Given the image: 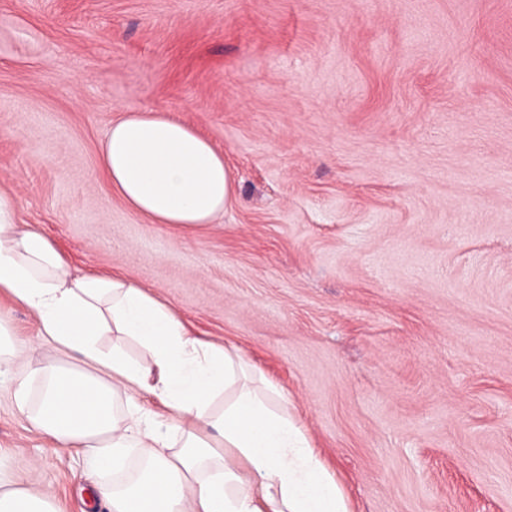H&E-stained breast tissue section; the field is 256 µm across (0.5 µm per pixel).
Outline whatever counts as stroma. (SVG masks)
I'll list each match as a JSON object with an SVG mask.
<instances>
[{
    "label": "stroma",
    "instance_id": "stroma-1",
    "mask_svg": "<svg viewBox=\"0 0 512 512\" xmlns=\"http://www.w3.org/2000/svg\"><path fill=\"white\" fill-rule=\"evenodd\" d=\"M131 111L224 154L215 223L98 168ZM0 188L74 274L123 276L281 388L350 512H512V0H0ZM24 357L80 368L0 294ZM60 512L89 472L18 411Z\"/></svg>",
    "mask_w": 512,
    "mask_h": 512
}]
</instances>
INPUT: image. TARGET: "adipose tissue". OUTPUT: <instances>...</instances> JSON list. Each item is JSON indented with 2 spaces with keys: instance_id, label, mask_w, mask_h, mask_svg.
<instances>
[{
  "instance_id": "adipose-tissue-1",
  "label": "adipose tissue",
  "mask_w": 512,
  "mask_h": 512,
  "mask_svg": "<svg viewBox=\"0 0 512 512\" xmlns=\"http://www.w3.org/2000/svg\"><path fill=\"white\" fill-rule=\"evenodd\" d=\"M98 167L149 224H211L233 197L223 152L154 112L113 121ZM16 209L0 189V291L35 314L43 340L78 354L87 369L26 363L15 403L92 471L122 469L138 452L141 468L126 486L98 487L110 512H349L303 426L277 407L281 391L236 348L198 337L142 283L74 276L46 235L17 223ZM108 332L137 342L148 363L117 345L104 349ZM0 512L59 510L0 456Z\"/></svg>"
}]
</instances>
